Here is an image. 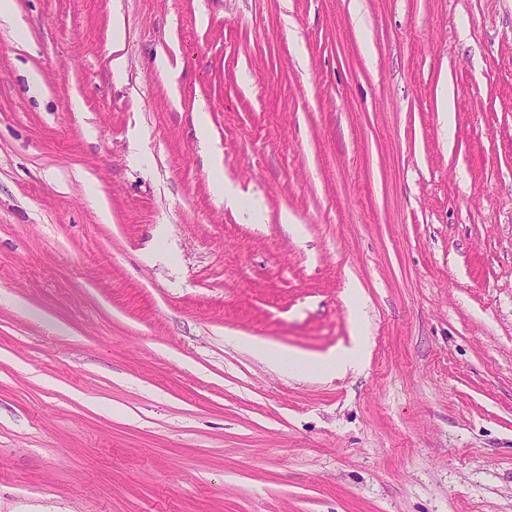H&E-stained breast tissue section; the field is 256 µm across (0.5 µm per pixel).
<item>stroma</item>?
Wrapping results in <instances>:
<instances>
[{"label": "stroma", "instance_id": "stroma-1", "mask_svg": "<svg viewBox=\"0 0 512 512\" xmlns=\"http://www.w3.org/2000/svg\"><path fill=\"white\" fill-rule=\"evenodd\" d=\"M15 6L0 512H512V0ZM211 170L215 189L224 195V201L228 206L237 207L239 204L240 196L234 190L233 186L229 183V181L224 182V169L222 166L221 155L219 152L213 153ZM238 340L275 370L290 368L295 371L320 375L333 374L338 369L353 365L361 350V344H359L353 348L331 352L327 355L310 356L249 336H241Z\"/></svg>", "mask_w": 512, "mask_h": 512}]
</instances>
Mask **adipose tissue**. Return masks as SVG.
I'll use <instances>...</instances> for the list:
<instances>
[{"label": "adipose tissue", "mask_w": 512, "mask_h": 512, "mask_svg": "<svg viewBox=\"0 0 512 512\" xmlns=\"http://www.w3.org/2000/svg\"><path fill=\"white\" fill-rule=\"evenodd\" d=\"M240 342L274 369L289 368L320 375H329L338 369L352 365L359 353L358 348L353 347L322 356H311L249 336L241 337Z\"/></svg>", "instance_id": "obj_1"}]
</instances>
